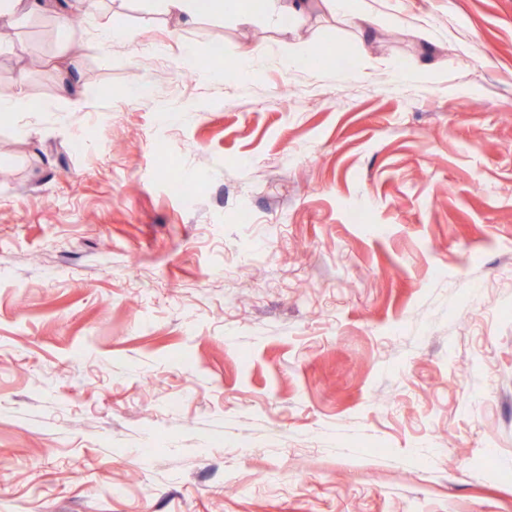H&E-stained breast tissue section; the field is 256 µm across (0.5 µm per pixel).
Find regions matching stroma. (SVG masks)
<instances>
[{"mask_svg":"<svg viewBox=\"0 0 512 512\" xmlns=\"http://www.w3.org/2000/svg\"><path fill=\"white\" fill-rule=\"evenodd\" d=\"M366 3L0 27V512H512V0ZM336 5V10L341 12L347 21L355 27L362 28L369 23V15L363 5V0H321Z\"/></svg>","mask_w":512,"mask_h":512,"instance_id":"1","label":"stroma"}]
</instances>
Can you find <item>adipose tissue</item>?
Here are the masks:
<instances>
[{"instance_id":"ef3b65f1","label":"adipose tissue","mask_w":512,"mask_h":512,"mask_svg":"<svg viewBox=\"0 0 512 512\" xmlns=\"http://www.w3.org/2000/svg\"><path fill=\"white\" fill-rule=\"evenodd\" d=\"M315 0H164L167 11L183 22L196 18L233 12L242 22H250L267 8L277 9L290 25L301 26L312 10Z\"/></svg>"}]
</instances>
